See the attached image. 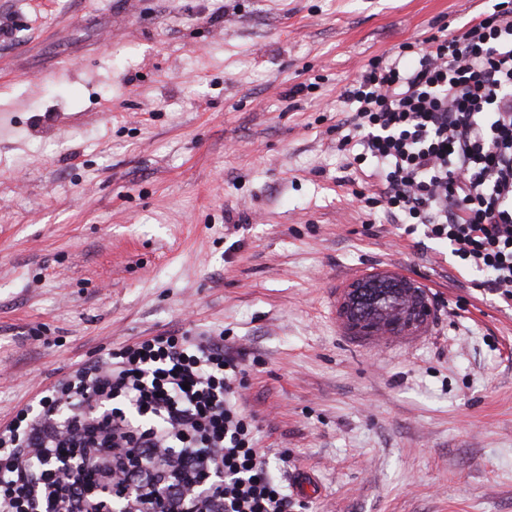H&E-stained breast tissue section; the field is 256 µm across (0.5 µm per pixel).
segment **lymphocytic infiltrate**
I'll return each mask as SVG.
<instances>
[{"label":"lymphocytic infiltrate","mask_w":512,"mask_h":512,"mask_svg":"<svg viewBox=\"0 0 512 512\" xmlns=\"http://www.w3.org/2000/svg\"><path fill=\"white\" fill-rule=\"evenodd\" d=\"M340 144L405 235L445 242L512 301V0L404 43L345 88ZM223 337L168 333L78 364L0 425V512H293L241 405ZM98 467L88 484L84 456Z\"/></svg>","instance_id":"lymphocytic-infiltrate-1"}]
</instances>
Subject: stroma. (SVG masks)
Returning <instances> with one entry per match:
<instances>
[{
	"mask_svg": "<svg viewBox=\"0 0 512 512\" xmlns=\"http://www.w3.org/2000/svg\"><path fill=\"white\" fill-rule=\"evenodd\" d=\"M489 0H0V423L143 336L225 334L302 512H512V303L368 214L342 93ZM425 288L364 338L347 288ZM369 285L382 288H390L400 292L401 296L405 298L406 306L404 310V301L396 292H379L371 298V309L373 316L379 318L383 314L389 313H402L398 319L391 317L383 318L382 320H372L371 318H361L358 308L360 303L365 302L366 296L363 293L367 292V288H348L344 295L341 304V313L348 324L355 325L356 329H362L370 334L378 333H398L404 331L416 330L420 325L421 317L415 318L414 313L420 310V303L425 307L426 311H430L429 299L426 291L413 283L407 278H396L391 276L377 275L367 280ZM361 281V284L364 283ZM412 314V315H410ZM362 326H364L362 328Z\"/></svg>",
	"mask_w": 512,
	"mask_h": 512,
	"instance_id": "35a3bbf8",
	"label": "stroma"
}]
</instances>
